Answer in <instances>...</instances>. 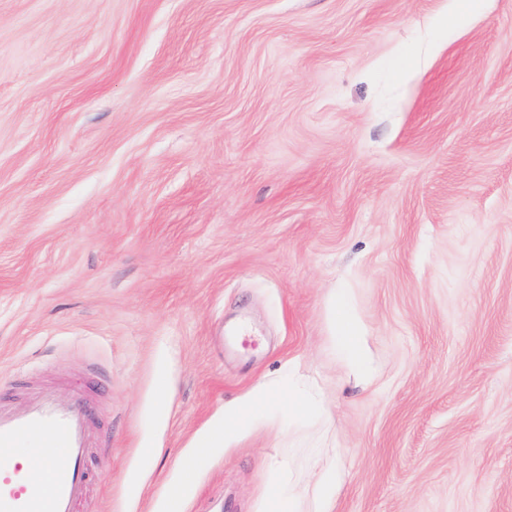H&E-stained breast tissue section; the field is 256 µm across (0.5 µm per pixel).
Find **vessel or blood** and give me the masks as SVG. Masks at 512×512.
Wrapping results in <instances>:
<instances>
[{
    "instance_id": "vessel-or-blood-1",
    "label": "vessel or blood",
    "mask_w": 512,
    "mask_h": 512,
    "mask_svg": "<svg viewBox=\"0 0 512 512\" xmlns=\"http://www.w3.org/2000/svg\"><path fill=\"white\" fill-rule=\"evenodd\" d=\"M66 396L33 390L21 408L0 405V512H77L100 474L97 403L81 383Z\"/></svg>"
}]
</instances>
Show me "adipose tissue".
Instances as JSON below:
<instances>
[{"instance_id":"adipose-tissue-1","label":"adipose tissue","mask_w":512,"mask_h":512,"mask_svg":"<svg viewBox=\"0 0 512 512\" xmlns=\"http://www.w3.org/2000/svg\"><path fill=\"white\" fill-rule=\"evenodd\" d=\"M331 324V343L339 358L350 371L360 376L370 373V362L365 351L362 328L346 293L333 295L327 307ZM287 402L288 411L300 413L306 407L301 395L292 392L288 397L273 392L268 385L256 383L246 399L226 404L222 413L196 438L191 452L209 456L214 449H229L259 423H270L280 402ZM273 494L261 500L255 512H302V504H309V512H329L338 480L334 464H325L310 490L300 491L296 486H283L278 470L269 473Z\"/></svg>"}]
</instances>
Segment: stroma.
<instances>
[{
  "instance_id": "35a3bbf8",
  "label": "stroma",
  "mask_w": 512,
  "mask_h": 512,
  "mask_svg": "<svg viewBox=\"0 0 512 512\" xmlns=\"http://www.w3.org/2000/svg\"><path fill=\"white\" fill-rule=\"evenodd\" d=\"M0 0V387L107 373L87 512H161L191 439L297 366L186 512L281 465L332 512H512V0ZM348 289L374 367L330 349ZM249 316L260 339H212Z\"/></svg>"
}]
</instances>
